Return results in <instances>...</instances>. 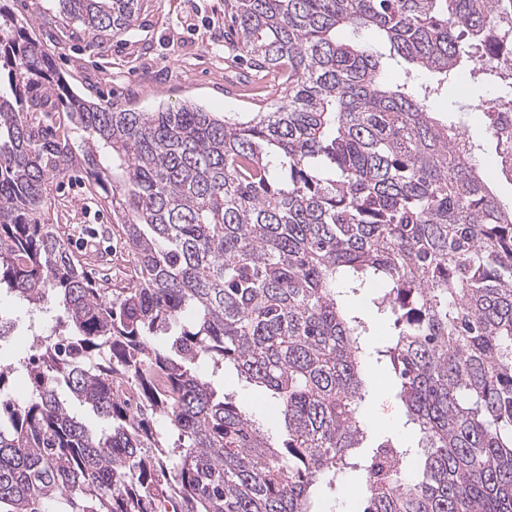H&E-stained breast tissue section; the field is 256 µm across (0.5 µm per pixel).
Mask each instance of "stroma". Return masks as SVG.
<instances>
[{
  "instance_id": "1",
  "label": "stroma",
  "mask_w": 512,
  "mask_h": 512,
  "mask_svg": "<svg viewBox=\"0 0 512 512\" xmlns=\"http://www.w3.org/2000/svg\"><path fill=\"white\" fill-rule=\"evenodd\" d=\"M10 7L17 18L34 23L33 34L43 42L58 72L85 99L137 112L181 104L209 112H260L267 105L258 92L257 75L237 59L232 44L224 38V0H140L130 30L96 36L56 17L51 0H11ZM488 92L485 83H472L463 90L452 82L435 102L437 111L449 120L466 121L483 160L495 150L486 119L476 110ZM51 196L55 201L51 223L84 228L82 236H69L71 250L79 251L84 239L98 247L95 255L83 258L89 277L105 280L113 288L126 286L133 266L123 230L113 223L110 209L92 191L84 172L73 169L55 178ZM372 295V289L364 288L348 294L346 300L347 307L362 312L372 324L363 364L378 384L370 388L360 408L365 423L360 450L364 456L386 439L405 448L416 447L419 440L406 423L397 378L376 354L385 330L374 322ZM0 316L14 324L11 336L0 340V357L29 352L33 344L30 325L42 322V315L7 297L0 300ZM216 387L241 411L258 419L273 439L285 436L284 423L274 419L264 388L245 382L230 365Z\"/></svg>"
}]
</instances>
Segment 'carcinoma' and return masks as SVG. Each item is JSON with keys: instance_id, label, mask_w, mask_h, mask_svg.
I'll use <instances>...</instances> for the list:
<instances>
[{"instance_id": "carcinoma-1", "label": "carcinoma", "mask_w": 512, "mask_h": 512, "mask_svg": "<svg viewBox=\"0 0 512 512\" xmlns=\"http://www.w3.org/2000/svg\"><path fill=\"white\" fill-rule=\"evenodd\" d=\"M54 2L92 35L138 6ZM224 17L280 75L263 112L93 103L0 2V291L54 298L62 327L0 360V512H314L353 471L363 512H512V204L431 107L462 72L512 84L494 35L512 0H224ZM345 30L376 31L402 81ZM76 168L122 226L127 288L94 282L45 222ZM369 284L415 479L409 448L358 451L367 326L339 296ZM227 364L271 392L281 444L218 396L207 374ZM20 370L34 386L16 400Z\"/></svg>"}]
</instances>
